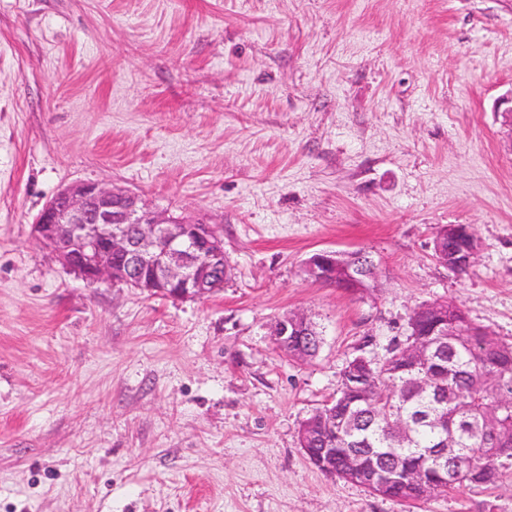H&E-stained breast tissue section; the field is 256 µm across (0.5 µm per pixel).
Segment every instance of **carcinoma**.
<instances>
[{"mask_svg": "<svg viewBox=\"0 0 512 512\" xmlns=\"http://www.w3.org/2000/svg\"><path fill=\"white\" fill-rule=\"evenodd\" d=\"M456 234L443 225L433 240V256L444 263ZM456 327L431 335L433 321L407 327L379 359L356 356L341 371L336 397L321 404L301 424L310 434V455L336 449V476L400 503L431 498L444 489L489 486L503 477V458L512 459V343L473 324L465 311L445 303ZM428 345L425 360L407 361L410 341ZM428 384L422 389L419 382ZM448 423H483L479 434L453 440L431 423L435 410ZM409 423L403 434L398 423ZM454 461L451 483L442 486L445 458ZM356 457L360 469L343 470Z\"/></svg>", "mask_w": 512, "mask_h": 512, "instance_id": "1", "label": "carcinoma"}]
</instances>
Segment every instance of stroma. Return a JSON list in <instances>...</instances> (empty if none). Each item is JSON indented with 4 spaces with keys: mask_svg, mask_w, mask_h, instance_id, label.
Listing matches in <instances>:
<instances>
[{
    "mask_svg": "<svg viewBox=\"0 0 512 512\" xmlns=\"http://www.w3.org/2000/svg\"><path fill=\"white\" fill-rule=\"evenodd\" d=\"M512 0H0V512H512L492 489L407 507L299 445L345 363L413 311L512 342ZM92 181L213 225L201 299L91 283L32 236ZM480 246L467 274L438 227ZM367 253L364 296L307 277ZM323 330L300 362L286 313ZM451 225V224H448ZM448 225H443L438 228L436 231L434 240H433V256L440 264L445 265V260L448 256V250L455 245L454 239L456 238V234L448 233ZM475 251L469 246L461 252H456L448 256L449 259H452L456 266L464 268L460 272L451 269L454 273H466L474 260ZM358 259V260H357ZM356 260L348 271L347 262ZM336 266L343 267L349 272L351 279L360 289L356 290V294L368 293L370 287L365 286L366 283L377 282L376 265L373 261L361 251H351L340 253L332 250H322L314 253L305 262V272L309 278L314 281L333 283L336 279ZM308 320V316L302 312L289 313L278 318L273 326V336L277 344L288 349V344L292 342L289 337L294 339L296 336L308 334Z\"/></svg>",
    "mask_w": 512,
    "mask_h": 512,
    "instance_id": "obj_1",
    "label": "stroma"
}]
</instances>
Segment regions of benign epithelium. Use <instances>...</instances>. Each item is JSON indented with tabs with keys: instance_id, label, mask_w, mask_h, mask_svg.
Listing matches in <instances>:
<instances>
[{
	"instance_id": "benign-epithelium-1",
	"label": "benign epithelium",
	"mask_w": 512,
	"mask_h": 512,
	"mask_svg": "<svg viewBox=\"0 0 512 512\" xmlns=\"http://www.w3.org/2000/svg\"><path fill=\"white\" fill-rule=\"evenodd\" d=\"M33 229L64 266L92 283L112 282L149 294L161 287L172 298L200 299L212 293L216 277L228 275L224 240L211 225L169 216L132 193L95 182L62 189ZM347 266L360 285L356 293L369 292L367 283L377 282L376 265L361 251L316 252L306 260L305 272L332 283L336 268ZM307 327L306 314L289 313L275 321L273 336L286 348L292 338L308 334Z\"/></svg>"
}]
</instances>
